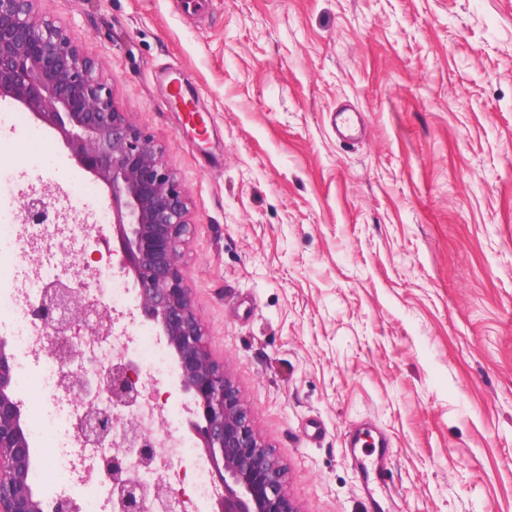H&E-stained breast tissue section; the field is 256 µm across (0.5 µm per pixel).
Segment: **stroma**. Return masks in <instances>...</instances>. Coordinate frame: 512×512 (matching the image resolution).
Masks as SVG:
<instances>
[{
	"mask_svg": "<svg viewBox=\"0 0 512 512\" xmlns=\"http://www.w3.org/2000/svg\"><path fill=\"white\" fill-rule=\"evenodd\" d=\"M190 200L212 357L300 512H512V0H38ZM180 74L203 119L176 108ZM359 130L337 138L334 111ZM30 185L83 178L0 135ZM385 439L369 499L362 470ZM36 492L92 489L50 477Z\"/></svg>",
	"mask_w": 512,
	"mask_h": 512,
	"instance_id": "35a3bbf8",
	"label": "stroma"
}]
</instances>
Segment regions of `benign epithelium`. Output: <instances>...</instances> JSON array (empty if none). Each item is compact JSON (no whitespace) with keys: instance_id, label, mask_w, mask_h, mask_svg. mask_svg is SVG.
Returning a JSON list of instances; mask_svg holds the SVG:
<instances>
[{"instance_id":"benign-epithelium-1","label":"benign epithelium","mask_w":512,"mask_h":512,"mask_svg":"<svg viewBox=\"0 0 512 512\" xmlns=\"http://www.w3.org/2000/svg\"><path fill=\"white\" fill-rule=\"evenodd\" d=\"M37 0H0V98L17 102L32 118L56 130L86 180L112 198V231L120 269L137 293L155 336L174 353L179 387L194 406L190 433L201 443L214 496L210 512H300L288 496L286 471L256 429L224 364L209 353L202 323L181 266L191 233L189 199L161 147L138 129L115 102L102 62L76 38L36 10ZM48 206L29 199L23 222L44 224ZM87 283L58 276L36 305L50 356L60 363L59 386L77 405L74 436L81 446L112 444L116 410L137 404L127 364L104 374L108 412L87 401L89 383L69 368L75 356L66 331L73 322L92 334L108 331L106 314L82 313ZM14 355L0 340V512H81L68 494L44 499L29 481L32 442L15 389ZM124 447L95 466L110 487L118 512H150L151 494L126 459L129 448L151 464L153 449L136 424L123 430Z\"/></svg>"}]
</instances>
